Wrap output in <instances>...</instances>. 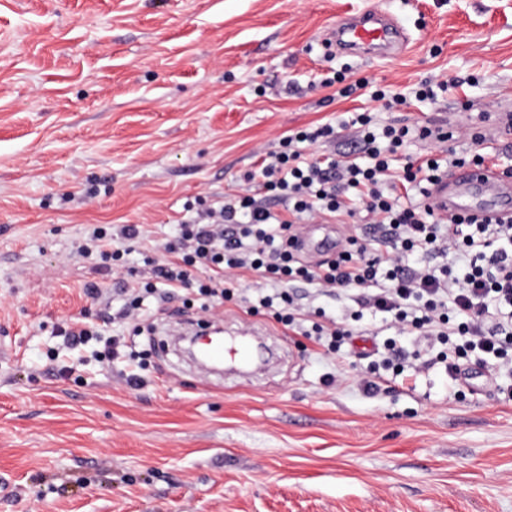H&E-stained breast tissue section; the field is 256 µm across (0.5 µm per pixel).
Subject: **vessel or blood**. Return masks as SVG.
<instances>
[{"mask_svg": "<svg viewBox=\"0 0 512 512\" xmlns=\"http://www.w3.org/2000/svg\"><path fill=\"white\" fill-rule=\"evenodd\" d=\"M337 47L361 57L390 59L406 52L411 38L400 23L380 9L345 14L326 33ZM427 202L454 217L512 213V180L491 167L459 166L431 186ZM208 356L244 370L263 358L265 350L252 337L207 347Z\"/></svg>", "mask_w": 512, "mask_h": 512, "instance_id": "vessel-or-blood-1", "label": "vessel or blood"}]
</instances>
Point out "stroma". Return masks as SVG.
I'll return each instance as SVG.
<instances>
[{"label":"stroma","mask_w":512,"mask_h":512,"mask_svg":"<svg viewBox=\"0 0 512 512\" xmlns=\"http://www.w3.org/2000/svg\"><path fill=\"white\" fill-rule=\"evenodd\" d=\"M372 8L410 50L325 56L336 16ZM345 67L396 91L447 80L437 104L384 122L455 115L462 131L512 113V0H0V512H512V373L420 364L421 337L352 320L345 295L301 288L351 325L335 353L247 313L251 274L238 298L190 311L271 348L246 375L147 334L126 337L136 361L105 365L102 342L57 334L123 306L186 202L248 190L289 130L372 109L324 87ZM90 224L144 226L123 273L75 256ZM391 337L404 367L365 392Z\"/></svg>","instance_id":"obj_1"}]
</instances>
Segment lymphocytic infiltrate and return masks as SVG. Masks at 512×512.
Segmentation results:
<instances>
[{
	"label": "lymphocytic infiltrate",
	"instance_id": "f902f5d3",
	"mask_svg": "<svg viewBox=\"0 0 512 512\" xmlns=\"http://www.w3.org/2000/svg\"><path fill=\"white\" fill-rule=\"evenodd\" d=\"M336 94L342 98L369 96L378 110L393 111L410 101L433 103L447 82H422L411 94L395 93L364 78L338 73ZM355 130L358 157L311 158L312 146L336 137L332 125L317 124L280 140L281 149L245 181H260L281 211L268 208L255 195L225 196L218 206L197 209L195 218L182 222L178 234L164 245L167 257L153 263L151 275L138 282L126 302L127 311L140 309L150 296L174 297L182 288H194L203 303L232 300L238 274L251 271L270 287L249 313L266 310L277 323L296 325L299 306L292 290L303 283L329 294H353L364 309L390 316L397 332L422 336L439 347L440 359L456 355L476 363L512 366V215L497 218L442 216L425 201L400 206L398 189L426 193L448 172L465 164L481 165L482 134L468 130L469 153L424 159L406 156L392 169L393 155L411 141L445 143L454 132L426 124L377 126L368 112L345 120ZM373 222V244L349 235L335 254L313 265L305 264L299 248V227L316 219L326 224ZM144 236L138 224L112 229L90 227L78 253H99L102 260L123 265ZM426 255L429 265L412 268L405 258ZM467 262L456 274L452 256Z\"/></svg>",
	"mask_w": 512,
	"mask_h": 512
}]
</instances>
